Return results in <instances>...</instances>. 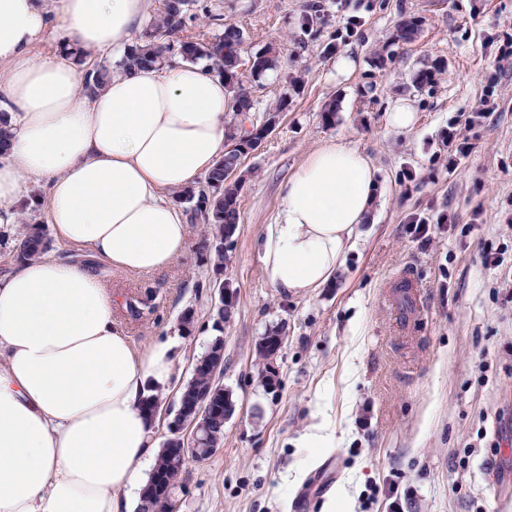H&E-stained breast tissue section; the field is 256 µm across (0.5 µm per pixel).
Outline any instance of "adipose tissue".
<instances>
[{"label":"adipose tissue","instance_id":"obj_1","mask_svg":"<svg viewBox=\"0 0 512 512\" xmlns=\"http://www.w3.org/2000/svg\"><path fill=\"white\" fill-rule=\"evenodd\" d=\"M0 0V224H14L28 185L67 244L112 269L144 273L186 251L169 194L192 186L226 148L232 94L203 66L116 68L85 96L71 63L32 56L51 21L85 54L117 52L152 0ZM376 169L330 142L289 178L261 243L268 283L305 295L334 272L372 209ZM176 338L135 350L93 273L52 256L0 281V512H130L157 450L142 400L178 378Z\"/></svg>","mask_w":512,"mask_h":512}]
</instances>
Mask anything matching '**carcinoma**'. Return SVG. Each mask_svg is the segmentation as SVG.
Returning <instances> with one entry per match:
<instances>
[{
	"label": "carcinoma",
	"mask_w": 512,
	"mask_h": 512,
	"mask_svg": "<svg viewBox=\"0 0 512 512\" xmlns=\"http://www.w3.org/2000/svg\"><path fill=\"white\" fill-rule=\"evenodd\" d=\"M212 22L223 20L222 15L212 12L208 0H160L159 8L149 29L138 42L129 47L123 56L122 65L138 67L161 64L166 57L179 58L187 63L205 62L209 71L221 75L232 92L235 112L240 117L239 124L227 129L225 139L228 148L213 168L199 182L198 186L181 191L177 195L179 203L193 224L206 226L205 240L200 247L203 260L210 264L213 276L206 282L199 281L196 288L222 287L224 265L229 261L224 241L233 236L240 219L239 197L242 179L230 177V172L238 169L248 157L249 151L270 134L279 121V114L288 108V95H283L276 106L260 116L252 113L253 100L245 90L244 78L257 79L273 70L281 62V50L267 45L251 54L249 70H242L241 46L243 31L227 25L224 34L209 38L203 34L193 36L190 30L201 17ZM419 30V21H404L393 34L392 45L397 46L414 39ZM81 66V92L91 96L103 85L110 74L109 68L97 62H90L81 52H71ZM50 247L48 225L38 222L22 223L21 232L14 238L12 247L15 261L35 259L42 256ZM234 301L224 305L211 300V318L217 331H224V324L231 320ZM272 355L270 346L261 342L256 345L258 379L269 385V364ZM190 380L180 389L181 414L194 415L197 399L206 394L210 399V409L206 421V447L183 451L174 436L167 435L160 444L156 463L142 489L138 509L150 503L154 512H163L169 494L179 486L189 462H201L224 447V413L233 411L232 394L224 389V337L217 336L207 352L198 358L191 369Z\"/></svg>",
	"instance_id": "1"
}]
</instances>
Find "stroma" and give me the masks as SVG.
<instances>
[{
	"label": "stroma",
	"instance_id": "stroma-1",
	"mask_svg": "<svg viewBox=\"0 0 512 512\" xmlns=\"http://www.w3.org/2000/svg\"><path fill=\"white\" fill-rule=\"evenodd\" d=\"M209 2L243 31L242 56L273 44L288 57L249 83L256 112L275 106L293 76L305 83L240 169L241 220L225 271L237 309L223 332L224 386L236 410L223 448L190 463L176 512H390L395 502L401 512H512V458L480 436L512 437V59H500L495 46L512 37V0H366L357 35L333 54L324 45L345 23L336 0H325L313 36L301 28L309 0ZM410 17L421 24L418 37L377 67V53ZM343 57L353 62L346 74L335 68ZM432 66L435 83L416 87V73ZM491 74L501 96L484 114ZM402 99L417 114L407 131L386 122ZM455 119L473 149L452 168L440 130ZM332 140L375 164L377 196L333 278L288 294L265 280L259 241L288 179ZM406 168L417 173L408 189L400 184ZM442 211L455 226L428 240L410 235V214ZM204 233L190 225L186 253L143 274L112 272L84 246L55 240L49 253L86 263L111 285L136 350L178 337L186 380L215 336L207 298L193 288L209 275L198 252ZM490 244L506 249L500 266L483 261ZM405 273L418 283L412 317L389 301ZM137 296L151 297L150 319L128 315ZM188 306L197 323L186 333L178 315ZM274 327L285 338L276 359L281 384L267 391L256 379L255 348ZM318 425L326 447H304Z\"/></svg>",
	"mask_w": 512,
	"mask_h": 512
}]
</instances>
